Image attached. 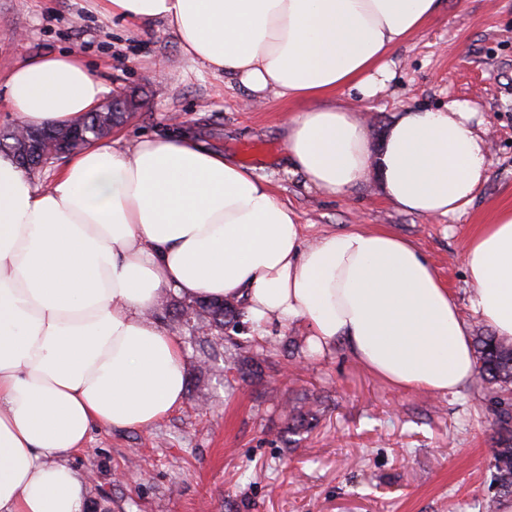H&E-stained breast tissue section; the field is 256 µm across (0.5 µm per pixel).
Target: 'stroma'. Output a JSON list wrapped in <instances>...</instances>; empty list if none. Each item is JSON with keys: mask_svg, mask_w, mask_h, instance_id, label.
I'll use <instances>...</instances> for the list:
<instances>
[{"mask_svg": "<svg viewBox=\"0 0 512 512\" xmlns=\"http://www.w3.org/2000/svg\"><path fill=\"white\" fill-rule=\"evenodd\" d=\"M79 54L111 89L145 101L113 132L131 143L188 133L252 167L296 211L303 236L382 226L424 252L455 296L471 335L487 325L468 303L463 249L494 209L512 205V0H444L394 51L396 76L364 117L380 147L396 112L455 98L475 111L489 177L463 213L438 219L394 208L376 178L347 195L288 174L282 121L306 102L243 88L188 56L162 23L131 28L98 0H0V128L10 71L29 58ZM187 367L182 404L146 429L94 430L66 459L87 474L83 512H486L497 493L495 393L472 381L456 395L403 391L369 373L345 345L310 357L301 326L271 329L253 364L250 323L223 344L178 331ZM317 397L309 430L285 402ZM209 398L202 407L201 398Z\"/></svg>", "mask_w": 512, "mask_h": 512, "instance_id": "35a3bbf8", "label": "stroma"}]
</instances>
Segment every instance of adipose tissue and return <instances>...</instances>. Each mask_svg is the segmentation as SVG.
I'll return each instance as SVG.
<instances>
[{
  "label": "adipose tissue",
  "instance_id": "obj_1",
  "mask_svg": "<svg viewBox=\"0 0 512 512\" xmlns=\"http://www.w3.org/2000/svg\"><path fill=\"white\" fill-rule=\"evenodd\" d=\"M134 25L160 21L183 50L246 89L308 102L285 123L288 170L346 194L377 176L393 206L463 212L488 179L474 110L397 113L380 149L344 96L367 102L392 55L442 0H100ZM22 123L80 121L110 92L77 54L13 68ZM472 311L512 342V207L464 249ZM245 302L259 333L300 324L316 357L344 344L393 386L455 394L475 374L469 328L432 263L389 230L314 243L252 168L185 136L91 143L49 188L0 152V512H82L64 464L96 428H147L178 407L180 340L151 312L162 292Z\"/></svg>",
  "mask_w": 512,
  "mask_h": 512
}]
</instances>
